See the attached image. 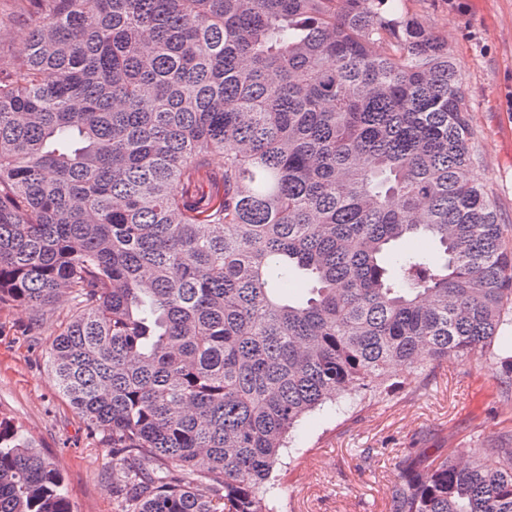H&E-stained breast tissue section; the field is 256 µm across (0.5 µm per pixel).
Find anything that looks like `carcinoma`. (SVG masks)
Masks as SVG:
<instances>
[{
    "instance_id": "cac0c4a2",
    "label": "carcinoma",
    "mask_w": 512,
    "mask_h": 512,
    "mask_svg": "<svg viewBox=\"0 0 512 512\" xmlns=\"http://www.w3.org/2000/svg\"><path fill=\"white\" fill-rule=\"evenodd\" d=\"M51 5L0 69V303L72 299L47 366L118 512H274L306 413L450 351L512 377V248L445 40L388 0ZM420 236L438 257L398 250ZM390 499L512 512V446L419 451ZM0 512H73L1 415Z\"/></svg>"
}]
</instances>
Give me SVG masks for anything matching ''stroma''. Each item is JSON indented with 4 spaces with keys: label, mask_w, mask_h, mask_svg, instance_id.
<instances>
[{
    "label": "stroma",
    "mask_w": 512,
    "mask_h": 512,
    "mask_svg": "<svg viewBox=\"0 0 512 512\" xmlns=\"http://www.w3.org/2000/svg\"><path fill=\"white\" fill-rule=\"evenodd\" d=\"M47 0H0V67L24 53L36 13ZM447 41L456 59L476 133L475 172L512 240V0H399ZM71 299L41 316L0 303V414L61 469L74 512H117L112 450L67 404L46 365V352ZM512 438V389L495 360L449 354L405 376L394 392L306 414L276 471L277 512H390L398 463L420 448L464 454Z\"/></svg>",
    "instance_id": "stroma-1"
}]
</instances>
